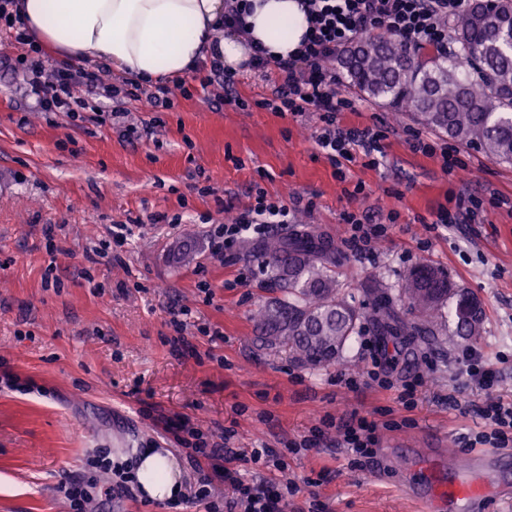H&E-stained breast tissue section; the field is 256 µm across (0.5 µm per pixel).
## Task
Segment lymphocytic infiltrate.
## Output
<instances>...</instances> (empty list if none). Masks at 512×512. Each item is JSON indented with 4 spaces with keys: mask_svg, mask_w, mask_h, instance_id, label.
<instances>
[{
    "mask_svg": "<svg viewBox=\"0 0 512 512\" xmlns=\"http://www.w3.org/2000/svg\"><path fill=\"white\" fill-rule=\"evenodd\" d=\"M469 0H302L310 29L300 50L285 58L270 56L263 48H255L250 69L265 79H277L279 87L274 98H261L249 103L238 96L236 71L227 69L222 81L203 75L199 84L209 99L238 110L257 107L272 112H286L293 117H316L320 127L315 143L321 154L336 168L365 158L368 165H378L384 155L385 134L379 127H343L337 115L355 110L356 103L341 88L336 73V57L356 40L389 36L411 50H448V23L462 14ZM19 57L27 86L26 97L34 101L37 112L97 111V97L117 104L147 101L152 108L170 105L172 89L157 85L143 92L137 82H112L104 79V69L96 65L76 68L68 63L58 64L46 72L43 52L36 47ZM314 201L295 199L286 206L257 193L253 203L237 214L231 222L217 225L211 233L215 251L232 249L249 235L265 233L269 225L287 223L291 212H312ZM480 414L486 423L485 431L467 442L468 447L486 445L492 448L512 447V401L489 398ZM377 420L356 416L341 424L323 419L310 438L291 443V451L310 450L323 440L326 430L337 433L336 445L343 448L350 465L371 458L378 439ZM194 459L206 462L217 480L231 487L229 496L218 499L212 493V483L204 482L195 491L197 502L206 512H285L288 498L298 491L296 483L284 478L286 469L282 455L273 448H254L244 453L224 447L218 441L195 445ZM249 462L252 474L242 477L226 463L235 458Z\"/></svg>",
    "mask_w": 512,
    "mask_h": 512,
    "instance_id": "f902f5d3",
    "label": "lymphocytic infiltrate"
}]
</instances>
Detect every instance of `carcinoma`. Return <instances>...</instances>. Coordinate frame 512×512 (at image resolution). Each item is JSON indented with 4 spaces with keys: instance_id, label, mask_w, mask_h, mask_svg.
Here are the masks:
<instances>
[{
    "instance_id": "carcinoma-1",
    "label": "carcinoma",
    "mask_w": 512,
    "mask_h": 512,
    "mask_svg": "<svg viewBox=\"0 0 512 512\" xmlns=\"http://www.w3.org/2000/svg\"><path fill=\"white\" fill-rule=\"evenodd\" d=\"M512 23V0H473L448 25L455 48L443 55L412 52L396 39H364L336 59L351 86L383 100L398 114L512 163V50L503 45ZM246 253L271 268L283 297L261 306L256 326L270 347H285L302 362H336L362 320L384 336H434L451 321L454 333L483 336L481 300L460 288L448 272L422 264L403 277L398 297L371 289L367 315L339 297L332 267L339 250L306 224L286 237L245 241Z\"/></svg>"
}]
</instances>
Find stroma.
Returning <instances> with one entry per match:
<instances>
[{
  "mask_svg": "<svg viewBox=\"0 0 512 512\" xmlns=\"http://www.w3.org/2000/svg\"><path fill=\"white\" fill-rule=\"evenodd\" d=\"M184 82L167 110L135 102L104 122L95 112L29 111L21 74L0 64V512H71L56 487L100 448L131 460L144 448L169 449L186 475L179 512H204L190 494L208 468L167 419L188 418L217 439L231 433V447L247 451L287 447L324 417L355 414L383 424L374 462L351 467L336 447L285 456L289 479L316 483L287 512H307L313 496L322 512H420L404 481L410 457L464 455L460 438L483 425L477 405L490 394L512 399V211L490 204L512 197V164L463 144L470 172L449 176L439 157L411 147L434 130L365 99L337 120L383 125L386 156L340 176L315 145V118L218 111L197 80ZM128 125L134 136L124 135ZM357 184L360 195H344ZM260 191L284 205L315 201L293 222L342 252L335 277L363 310L372 279L396 288L419 264L474 292L486 313L478 345L498 374L493 392L468 385L457 361L464 342L447 328L431 346L392 338L372 353L362 342L376 329L364 321L336 363L317 367L263 346L253 313L279 295L271 273L241 249L214 254L210 238ZM461 194L483 201L482 222L430 228L433 212ZM347 211L388 227L366 256L350 247ZM118 224L126 240L113 237ZM186 239L196 255L176 263L172 249ZM181 312L186 345L177 352L171 320ZM375 357L396 358L398 377L423 373L413 410L398 390L366 385ZM427 430L445 445L422 444ZM398 437L408 455L392 447Z\"/></svg>",
  "mask_w": 512,
  "mask_h": 512,
  "instance_id": "obj_1",
  "label": "stroma"
}]
</instances>
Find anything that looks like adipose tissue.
Instances as JSON below:
<instances>
[{
    "label": "adipose tissue",
    "instance_id": "1",
    "mask_svg": "<svg viewBox=\"0 0 512 512\" xmlns=\"http://www.w3.org/2000/svg\"><path fill=\"white\" fill-rule=\"evenodd\" d=\"M248 37H217L224 0H17L21 31L75 60L94 58L149 84L195 71L203 63L239 69L247 40L274 56L296 52L309 28L300 0H251ZM134 486L149 499L182 496L178 460L166 450L144 449L131 468Z\"/></svg>",
    "mask_w": 512,
    "mask_h": 512
}]
</instances>
